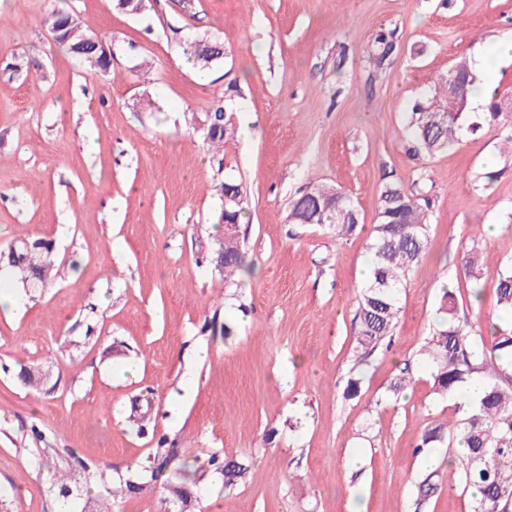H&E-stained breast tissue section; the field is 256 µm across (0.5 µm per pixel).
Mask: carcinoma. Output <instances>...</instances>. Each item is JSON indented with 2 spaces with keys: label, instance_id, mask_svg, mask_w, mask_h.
I'll return each instance as SVG.
<instances>
[{
  "label": "carcinoma",
  "instance_id": "cac0c4a2",
  "mask_svg": "<svg viewBox=\"0 0 512 512\" xmlns=\"http://www.w3.org/2000/svg\"><path fill=\"white\" fill-rule=\"evenodd\" d=\"M57 43L77 61L99 72L110 67V59L99 50L87 47L88 39L97 37L82 27L63 9L53 10L46 19ZM218 40L202 39L190 43L195 65L209 69L222 61L211 58L206 46ZM226 108L218 106L207 115L205 138L221 148L234 131L224 120ZM467 116L442 120L437 112L425 111L416 104L411 116L415 149L428 154L447 149L458 141ZM222 206L217 222L240 224L245 218L246 191L242 183L226 179L219 182ZM339 192L317 186L291 204L290 216L304 214L341 238L358 226L349 213H358L345 197L336 209L325 207ZM377 209L379 222L373 228L371 269L358 300L356 343L372 350L393 335L400 311V297L406 275L422 257L428 244V224L418 203L401 187L386 185L381 190ZM52 245L41 238H23L0 251V261L15 272L24 289L47 288L52 283ZM211 261L228 275L249 274L253 268L244 264L240 239L224 237L211 251ZM497 306L503 321L494 322L490 337L474 334L456 321L457 296L452 290L443 294L442 316L432 328L420 350L421 359L431 370L432 389L442 399L453 402V418L438 422L423 432L416 452L457 443L448 479L474 491L471 512H512V268L500 272L496 289ZM485 383L483 397L476 404L457 397L461 386L471 378ZM213 468L224 475L229 487L245 474L246 467L219 454L209 458Z\"/></svg>",
  "mask_w": 512,
  "mask_h": 512
}]
</instances>
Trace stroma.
Segmentation results:
<instances>
[{
	"instance_id": "obj_1",
	"label": "stroma",
	"mask_w": 512,
	"mask_h": 512,
	"mask_svg": "<svg viewBox=\"0 0 512 512\" xmlns=\"http://www.w3.org/2000/svg\"><path fill=\"white\" fill-rule=\"evenodd\" d=\"M56 6L111 45L107 72L53 42ZM380 31L392 47L376 65ZM511 33L512 0H145L137 15L116 0H0V248L49 240L56 272L0 313V512H56V477L82 462L72 512H164L173 486L186 512H471L459 487L417 499L448 450L416 446L452 412L419 351L444 289L474 330L497 313L512 263V62L487 53L498 117L468 108L479 128L454 147L413 151L410 120L457 61ZM203 36L224 43L207 82L185 55ZM228 99L250 137L217 151L201 125ZM225 174L247 191L248 276L206 257L224 232ZM389 183L417 200L429 242L391 347L367 354L358 296ZM321 185L353 200V235L289 222ZM473 248L486 257L474 282L461 272ZM24 365L47 370L43 384L24 386ZM403 369L410 383L390 398ZM162 437L175 453L161 481L127 489ZM215 453L247 464L233 489Z\"/></svg>"
}]
</instances>
